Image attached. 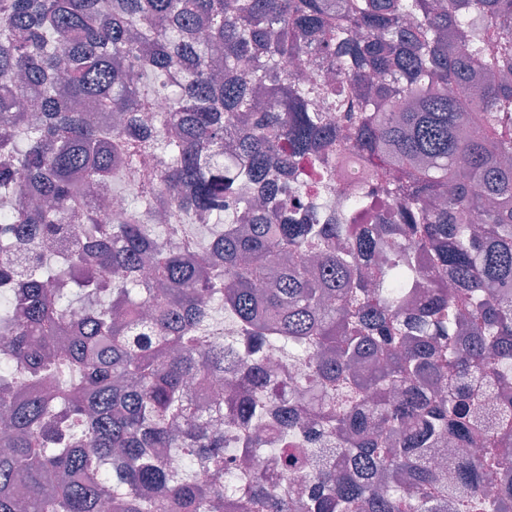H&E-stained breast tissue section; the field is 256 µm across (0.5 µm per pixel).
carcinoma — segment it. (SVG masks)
I'll use <instances>...</instances> for the list:
<instances>
[{
	"mask_svg": "<svg viewBox=\"0 0 512 512\" xmlns=\"http://www.w3.org/2000/svg\"><path fill=\"white\" fill-rule=\"evenodd\" d=\"M509 159L512 0H0V512H512ZM170 206L156 238L141 213ZM273 344L305 365L291 402ZM224 373V407L189 397ZM255 423L278 472L243 478L224 442ZM445 438L481 448L446 486ZM90 203L95 210L101 213V222L104 224H111L112 220L121 216L127 209L126 195L114 188L111 195L105 200L94 199Z\"/></svg>",
	"mask_w": 512,
	"mask_h": 512,
	"instance_id": "cac0c4a2",
	"label": "carcinoma"
}]
</instances>
